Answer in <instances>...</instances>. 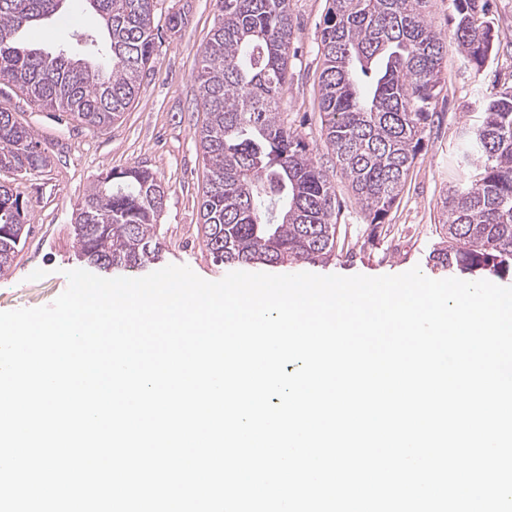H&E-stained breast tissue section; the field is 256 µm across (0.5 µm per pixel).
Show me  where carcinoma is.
<instances>
[{
	"label": "carcinoma",
	"instance_id": "obj_1",
	"mask_svg": "<svg viewBox=\"0 0 512 512\" xmlns=\"http://www.w3.org/2000/svg\"><path fill=\"white\" fill-rule=\"evenodd\" d=\"M62 0H0V86L40 107L62 108L104 127L121 117L155 63L154 0H87L92 34L75 43L92 57L18 45L23 27ZM222 18L196 80L207 122L208 160L200 203L205 246L220 263L323 261L335 254L336 185L281 121L292 43L289 0H218ZM431 0H332L321 35V108L326 140L356 202L380 224L423 148L442 87L444 39L429 22ZM463 61L479 75L495 51L491 0H451ZM47 148L0 109V169L26 174L48 165ZM459 174L443 200L446 240L434 266L472 276L512 274V86L490 94L479 123L460 135ZM160 183L146 169H112L75 211L81 255L98 266L143 267L159 259ZM27 211L0 184V274L24 238Z\"/></svg>",
	"mask_w": 512,
	"mask_h": 512
}]
</instances>
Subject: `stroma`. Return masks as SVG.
<instances>
[{
    "instance_id": "obj_1",
    "label": "stroma",
    "mask_w": 512,
    "mask_h": 512,
    "mask_svg": "<svg viewBox=\"0 0 512 512\" xmlns=\"http://www.w3.org/2000/svg\"><path fill=\"white\" fill-rule=\"evenodd\" d=\"M328 7L329 0H290L292 55L279 112L336 184L340 203L334 214L339 226L336 254L323 262L264 269L252 264L248 270L381 276L417 266L427 277L447 278L448 270L432 266L429 255L445 235L442 200L451 184L460 132L475 122L483 98L493 88L512 85V0L494 2L492 26L498 50L478 75L464 64L452 37L448 0H432L429 18L445 40L443 89L425 133L424 149L397 204L381 224L371 223L355 202L322 129L321 32ZM178 11L185 13L186 24L175 32L168 18ZM218 14L216 0H158L155 66L144 74L141 93L111 126L92 127L69 114L39 108L21 94H0V108L29 127L51 159L46 168L24 176L0 172V182L20 195L28 211L25 243L8 272L0 276V311L51 304L66 290V273L72 269H87L105 278L123 276V269L106 270L84 261L74 233L76 204L102 173L114 168H146L165 190L157 224L162 257L159 263L137 269V276L170 264L189 266L208 281L232 272V265L215 262L209 254L199 212L207 169L196 132L206 115L197 105L193 75ZM97 28L85 0H65L55 16L21 30L18 42L54 51L70 42L74 30Z\"/></svg>"
}]
</instances>
